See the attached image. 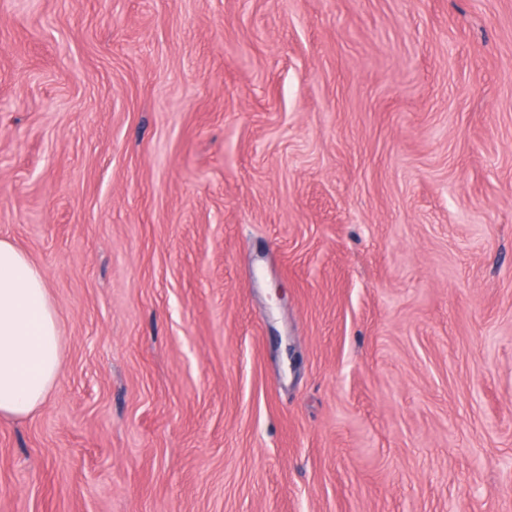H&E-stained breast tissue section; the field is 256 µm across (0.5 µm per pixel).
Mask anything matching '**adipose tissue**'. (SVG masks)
<instances>
[{"label":"adipose tissue","mask_w":512,"mask_h":512,"mask_svg":"<svg viewBox=\"0 0 512 512\" xmlns=\"http://www.w3.org/2000/svg\"><path fill=\"white\" fill-rule=\"evenodd\" d=\"M61 370L58 318L43 272L0 240V419H23L47 399Z\"/></svg>","instance_id":"obj_1"}]
</instances>
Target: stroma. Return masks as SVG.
I'll list each match as a JSON object with an SVG mask.
<instances>
[{"label": "stroma", "mask_w": 512, "mask_h": 512, "mask_svg": "<svg viewBox=\"0 0 512 512\" xmlns=\"http://www.w3.org/2000/svg\"><path fill=\"white\" fill-rule=\"evenodd\" d=\"M0 239V512H512V0H0ZM61 370L58 318L43 272L0 240V419H23L47 399Z\"/></svg>", "instance_id": "35a3bbf8"}]
</instances>
